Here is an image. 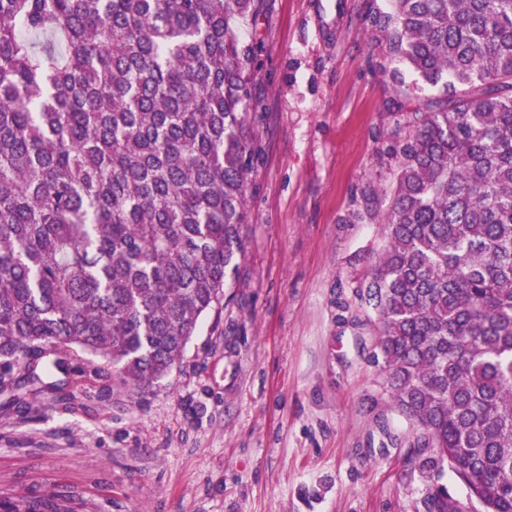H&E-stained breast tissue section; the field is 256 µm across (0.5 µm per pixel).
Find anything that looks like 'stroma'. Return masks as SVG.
Instances as JSON below:
<instances>
[{"mask_svg":"<svg viewBox=\"0 0 512 512\" xmlns=\"http://www.w3.org/2000/svg\"><path fill=\"white\" fill-rule=\"evenodd\" d=\"M388 0H263L241 37L262 151L247 252L181 363L139 392L94 374L0 396V500L67 512H416L406 421L350 322L385 246L407 135ZM1 512H67L57 498H43L26 502H2Z\"/></svg>","mask_w":512,"mask_h":512,"instance_id":"obj_1","label":"stroma"}]
</instances>
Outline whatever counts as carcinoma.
I'll return each mask as SVG.
<instances>
[{"instance_id": "cac0c4a2", "label": "carcinoma", "mask_w": 512, "mask_h": 512, "mask_svg": "<svg viewBox=\"0 0 512 512\" xmlns=\"http://www.w3.org/2000/svg\"><path fill=\"white\" fill-rule=\"evenodd\" d=\"M262 0H0V395L61 389L81 351L146 389L222 309L261 148L240 40ZM389 54L437 93L360 285L410 426L421 512H512V0H391ZM0 512H65L57 498Z\"/></svg>"}]
</instances>
